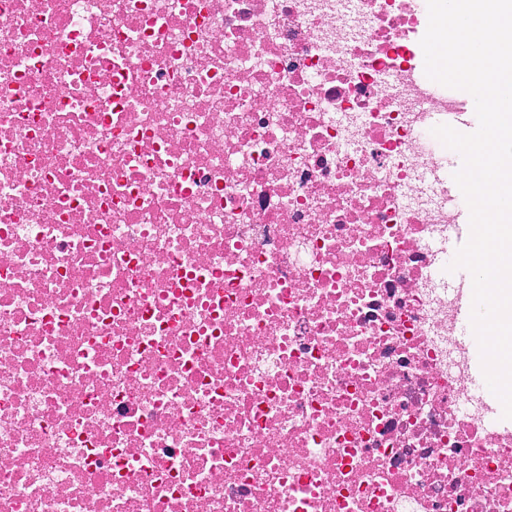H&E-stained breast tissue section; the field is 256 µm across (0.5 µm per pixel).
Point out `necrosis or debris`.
Masks as SVG:
<instances>
[{
	"label": "necrosis or debris",
	"mask_w": 512,
	"mask_h": 512,
	"mask_svg": "<svg viewBox=\"0 0 512 512\" xmlns=\"http://www.w3.org/2000/svg\"><path fill=\"white\" fill-rule=\"evenodd\" d=\"M421 14L0 0V512H512ZM461 191L455 182H448V206L459 209L455 232L448 238V254L454 256L458 247L463 245L470 234L469 215L459 206ZM448 290L455 297V319L457 335L462 345H468L475 340L470 314L472 307V278L465 269H458L448 274ZM470 386L475 395L481 398L487 406V422L492 427L499 425V401L488 389L482 367L475 368L470 376Z\"/></svg>",
	"instance_id": "4bbe7bcc"
}]
</instances>
